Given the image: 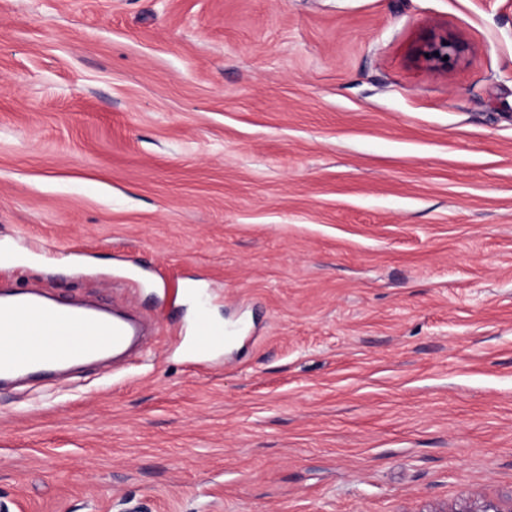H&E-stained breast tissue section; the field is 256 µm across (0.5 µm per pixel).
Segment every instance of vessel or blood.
<instances>
[{
  "label": "vessel or blood",
  "mask_w": 512,
  "mask_h": 512,
  "mask_svg": "<svg viewBox=\"0 0 512 512\" xmlns=\"http://www.w3.org/2000/svg\"><path fill=\"white\" fill-rule=\"evenodd\" d=\"M150 332L146 320L122 307L61 303L41 293L17 291L0 302V381L107 354L118 363L141 346ZM240 334V328L213 324L206 306H199L191 328L190 351L196 356L208 355L235 342Z\"/></svg>",
  "instance_id": "b4317fda"
}]
</instances>
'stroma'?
<instances>
[{
  "label": "stroma",
  "instance_id": "obj_1",
  "mask_svg": "<svg viewBox=\"0 0 512 512\" xmlns=\"http://www.w3.org/2000/svg\"><path fill=\"white\" fill-rule=\"evenodd\" d=\"M0 284L157 328L0 388V512L512 495V0H0ZM462 51L463 47L461 44L448 41V37H441L438 40H433L429 44L427 57L439 66L448 67V63ZM435 52H438V55H435ZM445 56H448V60L443 61ZM241 334V329L234 326L223 328L213 324L208 316L207 307L200 305L195 313L191 328L189 347L193 355L206 356L216 351L221 344L235 342Z\"/></svg>",
  "mask_w": 512,
  "mask_h": 512
}]
</instances>
